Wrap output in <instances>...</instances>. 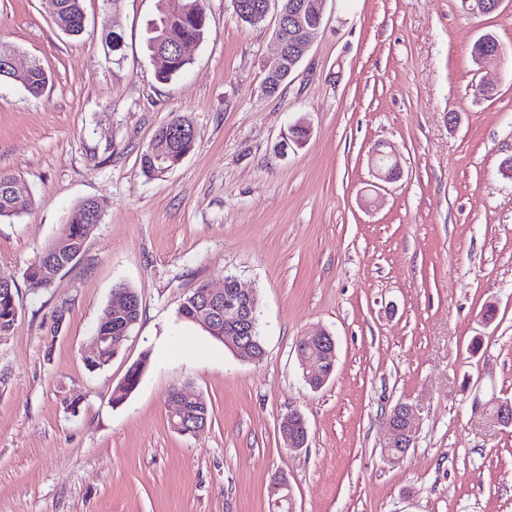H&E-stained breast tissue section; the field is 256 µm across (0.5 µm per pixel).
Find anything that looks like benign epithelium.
<instances>
[{
    "instance_id": "obj_1",
    "label": "benign epithelium",
    "mask_w": 512,
    "mask_h": 512,
    "mask_svg": "<svg viewBox=\"0 0 512 512\" xmlns=\"http://www.w3.org/2000/svg\"><path fill=\"white\" fill-rule=\"evenodd\" d=\"M326 3L327 0H319L314 11L306 17L300 12L279 13L278 26L283 30L288 28L289 20H294V34L291 40L288 41L281 35L275 36L278 52L274 61L291 62L288 73H293L307 55L312 37L322 25ZM375 156L376 177L384 182L396 180L400 173L396 149L386 151L378 148L375 150ZM255 302V293L243 289L237 279L226 277L222 288L209 289V301L199 307L198 317L207 327L224 326V345L237 355L248 360L260 361L263 355L260 354L259 344L250 337L253 330L252 310ZM127 337L128 326H118L95 337L90 353L93 354L103 348L117 353ZM312 343L322 346V355L310 357L304 352L306 346ZM296 352L300 366L307 370V383L313 389L322 387L332 374L328 364L337 359L334 337L322 330L310 336H303L296 344ZM474 408L487 421L503 427H512L511 399L500 398L493 394L487 400H476ZM415 419V412L411 405L400 402L394 406L387 420L389 434L385 451L402 448L404 452L398 455V458L401 459L407 455L415 440ZM280 433L287 447L293 450L307 446L308 427L302 414L297 411L289 413L282 419ZM274 494L276 498L272 500V506L279 507L286 503L288 512H295L293 495L286 480L281 479L277 482Z\"/></svg>"
}]
</instances>
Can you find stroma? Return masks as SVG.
<instances>
[{"mask_svg": "<svg viewBox=\"0 0 512 512\" xmlns=\"http://www.w3.org/2000/svg\"><path fill=\"white\" fill-rule=\"evenodd\" d=\"M156 5L84 0L72 39L45 0H0L18 66L39 60L50 77L37 97L0 84V171L32 199L0 219V275L19 305L0 336V512H269L278 477L297 512H512V427L472 411L491 389L512 399V59L473 58L487 33L512 47V0L484 16L461 0H327L307 57L272 95L279 0L253 25L232 0H207L208 37L164 84L147 46ZM109 30L123 38L115 57ZM176 116L192 122L193 149L147 178L140 155ZM382 146L398 152L392 183L373 173ZM87 198L103 218L82 255L31 291L30 267ZM228 276L258 296L260 361L179 315L198 284ZM121 284L140 319L88 371ZM319 329L337 360L316 391L295 344ZM145 356L138 388L113 404ZM176 385L209 406L196 434L169 425ZM400 402L417 431L392 461ZM294 410L309 430L301 450L279 430ZM415 412L410 404L400 402L392 409L387 426L389 429L388 442L385 451L393 459H401L407 455L415 440ZM395 448H404L402 454L393 456L391 451Z\"/></svg>", "mask_w": 512, "mask_h": 512, "instance_id": "stroma-1", "label": "stroma"}]
</instances>
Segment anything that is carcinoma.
Returning a JSON list of instances; mask_svg holds the SVG:
<instances>
[{
	"label": "carcinoma",
	"mask_w": 512,
	"mask_h": 512,
	"mask_svg": "<svg viewBox=\"0 0 512 512\" xmlns=\"http://www.w3.org/2000/svg\"><path fill=\"white\" fill-rule=\"evenodd\" d=\"M59 10L53 16L54 23L63 33L76 37L84 29V13L82 0H58ZM149 46L161 44L159 51H151L155 76L160 81H167L180 74L189 64V60L172 55L175 45L185 41L202 42L208 35V17L206 0H185V11L180 14H170L164 10L163 0H157L155 17L149 25ZM0 81H13L21 84L28 93L39 96L48 83L46 71L37 64L24 72L13 71L3 76ZM181 127L190 128L192 124L183 117H174L162 124L155 132L151 143L171 160L177 162L184 154L189 153L194 145V139L180 140L173 132ZM15 180L8 174L0 172V218L20 217L31 207V198L12 191ZM102 221V209L99 203L84 200L72 210L66 224L63 225L57 238L53 239L42 252V256L34 264V271L28 276L29 287L38 291L49 287L54 282L60 262L50 263L44 256L59 250L60 244L67 242L72 250L82 249L97 224ZM206 285L194 288L184 299L179 310L180 316L188 321H196L198 302L205 298ZM140 305L134 303L126 311L118 314L107 308L97 326L96 333L107 330L109 326L128 324L135 327L139 320ZM18 318V306L9 295L0 289V335L12 333ZM149 357L130 367L126 373L127 382L113 391L112 402L122 404L131 394L134 386L140 383L142 371Z\"/></svg>",
	"instance_id": "1"
}]
</instances>
